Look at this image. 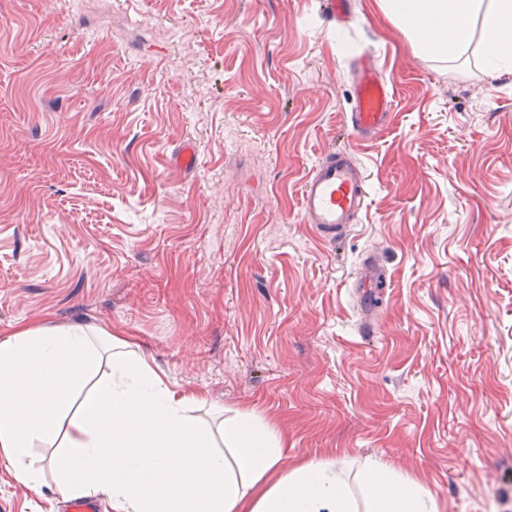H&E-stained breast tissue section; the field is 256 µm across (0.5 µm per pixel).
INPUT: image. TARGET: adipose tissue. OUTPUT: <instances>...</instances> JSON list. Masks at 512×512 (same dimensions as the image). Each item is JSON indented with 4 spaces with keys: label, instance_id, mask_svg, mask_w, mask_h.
Masks as SVG:
<instances>
[{
    "label": "adipose tissue",
    "instance_id": "adipose-tissue-1",
    "mask_svg": "<svg viewBox=\"0 0 512 512\" xmlns=\"http://www.w3.org/2000/svg\"><path fill=\"white\" fill-rule=\"evenodd\" d=\"M429 55L459 58L479 23L488 73L512 71V0H382ZM112 378L83 386L103 359ZM205 398L169 388L140 350L100 328L42 324L0 338V460L41 493L45 473L66 499L106 496L112 512H439L419 482L371 462L333 459L276 470L287 436L236 412L219 437L191 414ZM58 447L48 467L33 450Z\"/></svg>",
    "mask_w": 512,
    "mask_h": 512
}]
</instances>
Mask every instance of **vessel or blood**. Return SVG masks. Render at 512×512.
I'll use <instances>...</instances> for the list:
<instances>
[{"label": "vessel or blood", "mask_w": 512, "mask_h": 512, "mask_svg": "<svg viewBox=\"0 0 512 512\" xmlns=\"http://www.w3.org/2000/svg\"><path fill=\"white\" fill-rule=\"evenodd\" d=\"M324 16L337 27L345 26L352 0H322ZM394 89L382 74L375 55L363 53L352 60L351 108L347 128L361 140H371L391 123ZM368 206L366 176L349 151L329 153L309 170L300 194V214L324 240L334 241L358 223ZM386 279L377 259L364 263L358 279L365 304H372Z\"/></svg>", "instance_id": "b4317fda"}]
</instances>
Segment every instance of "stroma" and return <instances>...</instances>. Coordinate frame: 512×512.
I'll return each instance as SVG.
<instances>
[{
	"label": "stroma",
	"mask_w": 512,
	"mask_h": 512,
	"mask_svg": "<svg viewBox=\"0 0 512 512\" xmlns=\"http://www.w3.org/2000/svg\"><path fill=\"white\" fill-rule=\"evenodd\" d=\"M355 2L334 28L318 0H0V336L111 330L210 430L215 406L287 433L280 473L378 460L442 512H512V73ZM366 50L395 106L361 142ZM338 149L371 199L326 243L299 197ZM371 254L390 279L367 322ZM0 512L64 503L0 463Z\"/></svg>",
	"instance_id": "stroma-1"
}]
</instances>
